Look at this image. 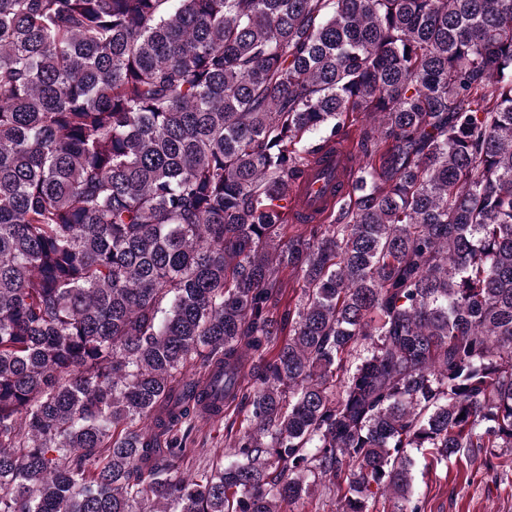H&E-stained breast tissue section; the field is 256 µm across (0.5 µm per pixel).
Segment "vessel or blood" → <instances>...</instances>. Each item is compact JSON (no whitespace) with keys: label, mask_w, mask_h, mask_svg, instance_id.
Returning a JSON list of instances; mask_svg holds the SVG:
<instances>
[{"label":"vessel or blood","mask_w":512,"mask_h":512,"mask_svg":"<svg viewBox=\"0 0 512 512\" xmlns=\"http://www.w3.org/2000/svg\"><path fill=\"white\" fill-rule=\"evenodd\" d=\"M355 170L354 149L351 141L337 142L329 152L318 158L301 180L294 199L296 210L312 221L322 220L333 201L341 199L352 186Z\"/></svg>","instance_id":"vessel-or-blood-1"}]
</instances>
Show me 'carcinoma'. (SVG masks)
Listing matches in <instances>:
<instances>
[{"instance_id": "obj_1", "label": "carcinoma", "mask_w": 512, "mask_h": 512, "mask_svg": "<svg viewBox=\"0 0 512 512\" xmlns=\"http://www.w3.org/2000/svg\"><path fill=\"white\" fill-rule=\"evenodd\" d=\"M499 448L512 0H0V512H425ZM354 170L352 141H336V146L312 163L300 179L301 187L294 199L296 210L312 222L322 220L334 199L337 203L350 191ZM186 470L207 469L216 454L224 452V419L198 422V429L187 443ZM283 512H331L332 504L326 503L318 493L311 496H303L291 505L283 503Z\"/></svg>"}]
</instances>
